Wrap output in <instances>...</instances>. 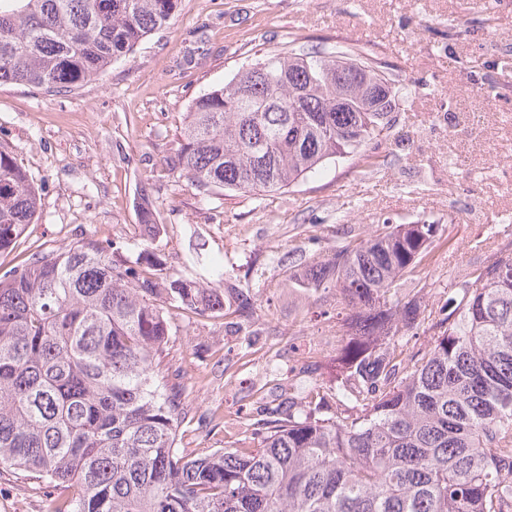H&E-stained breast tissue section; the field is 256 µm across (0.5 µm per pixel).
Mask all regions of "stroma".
<instances>
[{"mask_svg": "<svg viewBox=\"0 0 512 512\" xmlns=\"http://www.w3.org/2000/svg\"><path fill=\"white\" fill-rule=\"evenodd\" d=\"M337 46L387 67L405 96L377 170L346 157L280 191L204 197L168 170L195 98L264 55ZM0 144L42 197L0 268L82 239L136 248L145 192L169 270L250 284L249 324L174 313L165 358L189 408L179 447L220 448L282 390L336 383V294L289 287V251L313 259L387 222L437 225L416 277L437 309L512 245V0H181L166 28L72 90L0 84ZM46 495L0 470V512H46Z\"/></svg>", "mask_w": 512, "mask_h": 512, "instance_id": "1", "label": "stroma"}]
</instances>
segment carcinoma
<instances>
[{
    "mask_svg": "<svg viewBox=\"0 0 512 512\" xmlns=\"http://www.w3.org/2000/svg\"><path fill=\"white\" fill-rule=\"evenodd\" d=\"M178 2L0 0V83L72 88L166 27ZM401 101L381 66L339 48L266 55L194 99L168 166L203 196L285 189L351 154L377 167L372 147L391 140ZM41 206L0 148V255ZM138 215L155 240L144 194ZM436 231L383 224L312 261L289 254V279L336 290L348 310L336 412L312 387L249 424L253 447L192 456L177 447L184 387L162 368L169 310L222 314V289L146 248L114 256L85 239L31 253L0 273V467L80 488L49 512H512V248L466 272L454 309L433 311L400 283ZM231 293L250 320V285ZM426 320L436 337L407 363L399 345Z\"/></svg>",
    "mask_w": 512,
    "mask_h": 512,
    "instance_id": "obj_1",
    "label": "carcinoma"
}]
</instances>
